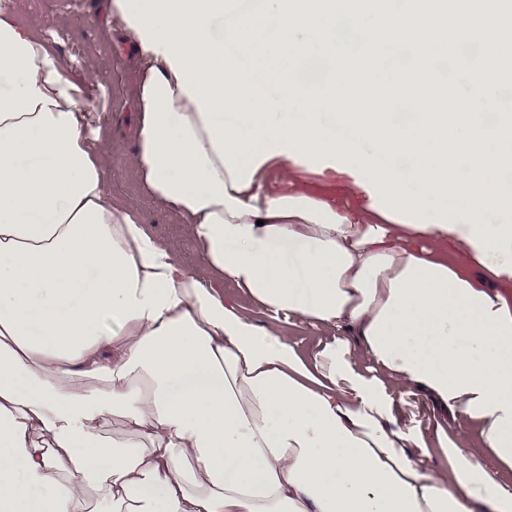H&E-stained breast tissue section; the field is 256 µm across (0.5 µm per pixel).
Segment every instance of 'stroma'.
<instances>
[{
	"instance_id": "obj_1",
	"label": "stroma",
	"mask_w": 512,
	"mask_h": 512,
	"mask_svg": "<svg viewBox=\"0 0 512 512\" xmlns=\"http://www.w3.org/2000/svg\"><path fill=\"white\" fill-rule=\"evenodd\" d=\"M110 0H0L16 23L30 27L34 36L47 42L59 60L65 76L92 94L99 111L96 135L109 146L108 189L115 205L136 211L148 231L168 247L197 278L236 305L256 326L276 327L295 352L313 361L329 348L352 343L343 329L322 325L312 327L274 315L264 309L230 279L215 273L201 258L196 242L188 235L177 214L147 196L138 182L132 163L136 147V104L138 52L114 26ZM279 192L305 191L333 198L338 207L355 213L366 210L369 194L353 169H315L302 164L291 167L287 181L273 180ZM357 373L384 386L393 400V414L399 426L423 436L428 453L421 463L444 472L448 469L445 446L435 434V420L441 417L434 400L416 387L395 389L385 373L370 360L358 361Z\"/></svg>"
}]
</instances>
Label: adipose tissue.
<instances>
[{"label":"adipose tissue","mask_w":512,"mask_h":512,"mask_svg":"<svg viewBox=\"0 0 512 512\" xmlns=\"http://www.w3.org/2000/svg\"><path fill=\"white\" fill-rule=\"evenodd\" d=\"M110 7L143 47L147 194L271 313L358 347L305 362L113 207L85 89L0 9V512H512V484L463 447L477 427L512 469V293L469 271L512 279V115L480 122L496 107L482 67L453 112L438 78L466 38L512 59V0ZM390 44L415 64L387 79ZM305 52L320 90L293 64ZM387 95L410 123L382 112ZM301 161L358 169L373 219L273 191L271 171ZM364 358L452 415L435 424L448 472L421 465Z\"/></svg>","instance_id":"adipose-tissue-1"}]
</instances>
